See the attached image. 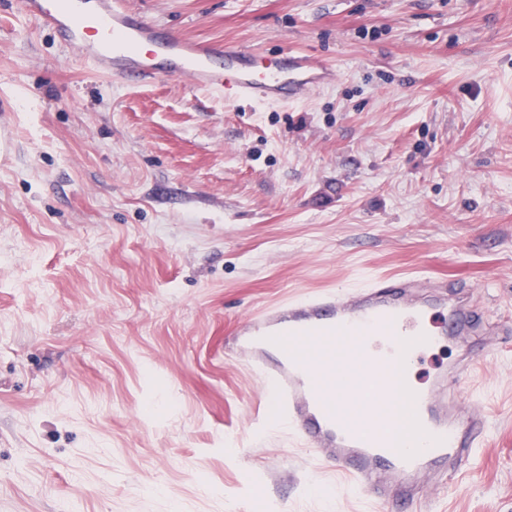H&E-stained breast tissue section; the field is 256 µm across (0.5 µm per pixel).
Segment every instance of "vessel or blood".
<instances>
[{
    "label": "vessel or blood",
    "instance_id": "1",
    "mask_svg": "<svg viewBox=\"0 0 512 512\" xmlns=\"http://www.w3.org/2000/svg\"><path fill=\"white\" fill-rule=\"evenodd\" d=\"M23 12L100 71L134 81L185 75L201 88L251 102L290 104L332 85L336 70L289 52L267 64L245 47L162 34L123 0H95L79 17L50 0H21ZM482 326L465 288L382 276L269 307L242 322L234 351L265 381L273 416L335 466L349 489L386 512L417 503L420 478L454 481L487 436L489 420L461 393L478 362ZM451 343L463 355L415 386L405 365Z\"/></svg>",
    "mask_w": 512,
    "mask_h": 512
}]
</instances>
